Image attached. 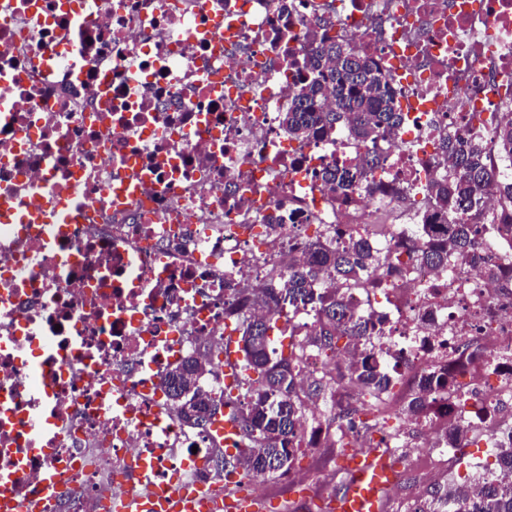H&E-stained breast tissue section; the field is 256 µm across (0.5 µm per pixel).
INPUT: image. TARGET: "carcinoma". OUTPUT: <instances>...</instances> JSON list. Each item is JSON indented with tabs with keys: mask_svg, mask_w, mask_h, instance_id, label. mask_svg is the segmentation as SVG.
I'll return each mask as SVG.
<instances>
[{
	"mask_svg": "<svg viewBox=\"0 0 512 512\" xmlns=\"http://www.w3.org/2000/svg\"><path fill=\"white\" fill-rule=\"evenodd\" d=\"M306 39L316 44L309 70L293 104L279 116L290 138L305 141L339 135L368 143L400 127L403 115L390 79L367 53L356 52L316 29L309 30ZM327 86L332 87L335 99V110L330 112L322 110L320 100ZM442 150L448 176L430 179L429 210L421 216L423 223L415 225L420 246L409 254L410 261L435 267L476 261L478 235L492 239L501 227L512 226V181L494 162L496 158L512 160V113L503 114L485 137L477 132L464 136L446 133ZM381 164V156L370 151L358 170L335 167L324 172V179L346 191L357 180L373 175ZM497 185L501 186L497 208L489 212L484 209V195ZM286 265V277L260 282L258 292L226 311L238 339L233 342L226 338L224 345L236 344L241 370L235 385L225 389L224 400H213L200 385L204 366L194 356L175 365L164 378L171 402L180 392L190 390L204 409L221 404L238 409L235 421L240 446L235 454L224 458L226 471L262 475L275 469L281 477L292 469L298 450L305 444L300 422L308 402L328 391L322 381L313 380L307 385L306 399L298 398L299 345L330 359L341 351L347 353L340 376L358 400L374 411V423L369 424L356 420L349 408L339 406V447L350 445L342 434L345 428L354 435L363 429L374 430L383 441L396 436L386 429V411L381 408L395 389V379L388 371L386 356L374 344L375 324L369 316L348 307L343 289L367 287L377 268L395 270L399 262L380 249L366 247L359 237L342 239L340 233L325 226L304 249H288ZM329 276L337 280L336 287H321ZM483 276L512 288V252L486 263ZM298 303L311 307L317 325L308 336L299 340L291 337L285 355L273 347L274 336L280 334L276 319L259 317L253 310L272 307L278 311ZM445 392L460 398L454 370L442 366L421 378L410 394L405 414L417 422L427 418L435 410L437 396ZM473 429L474 425L459 415L440 433L438 444L460 448ZM504 468L512 470V442L508 440L497 444L494 463L484 466L482 474L433 488L414 512H512V479L492 476L493 471Z\"/></svg>",
	"mask_w": 512,
	"mask_h": 512,
	"instance_id": "carcinoma-1",
	"label": "carcinoma"
}]
</instances>
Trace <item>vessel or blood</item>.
Wrapping results in <instances>:
<instances>
[{
	"label": "vessel or blood",
	"instance_id": "vessel-or-blood-1",
	"mask_svg": "<svg viewBox=\"0 0 512 512\" xmlns=\"http://www.w3.org/2000/svg\"><path fill=\"white\" fill-rule=\"evenodd\" d=\"M401 480L397 461L387 452L369 448L347 462V479L333 495L332 512H385V494ZM252 497L240 493L218 498L211 491H159L147 508L135 512H255Z\"/></svg>",
	"mask_w": 512,
	"mask_h": 512
}]
</instances>
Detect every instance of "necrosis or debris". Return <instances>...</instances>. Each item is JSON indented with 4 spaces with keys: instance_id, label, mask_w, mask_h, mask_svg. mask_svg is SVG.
<instances>
[{
    "instance_id": "4bbe7bcc",
    "label": "necrosis or debris",
    "mask_w": 512,
    "mask_h": 512,
    "mask_svg": "<svg viewBox=\"0 0 512 512\" xmlns=\"http://www.w3.org/2000/svg\"><path fill=\"white\" fill-rule=\"evenodd\" d=\"M318 28L393 78L404 125L350 202L318 172L339 139L280 130ZM512 112V0H0V485L38 512H122L136 493L215 485L224 442L173 415L163 377L230 335L225 308L306 224L412 247L438 143ZM285 216L264 250L263 218ZM347 292L382 320L406 383L461 344L479 377L512 352V294L467 265H414Z\"/></svg>"
}]
</instances>
